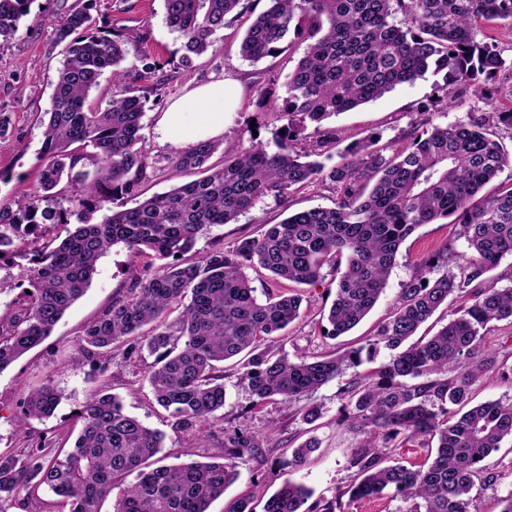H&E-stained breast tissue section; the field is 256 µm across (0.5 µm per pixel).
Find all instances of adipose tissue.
Instances as JSON below:
<instances>
[{"mask_svg": "<svg viewBox=\"0 0 512 512\" xmlns=\"http://www.w3.org/2000/svg\"><path fill=\"white\" fill-rule=\"evenodd\" d=\"M242 94L239 80L229 75L188 89L163 112L157 126L160 139L185 146L222 136Z\"/></svg>", "mask_w": 512, "mask_h": 512, "instance_id": "adipose-tissue-1", "label": "adipose tissue"}]
</instances>
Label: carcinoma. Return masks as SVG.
I'll return each instance as SVG.
<instances>
[{"instance_id": "obj_1", "label": "carcinoma", "mask_w": 512, "mask_h": 512, "mask_svg": "<svg viewBox=\"0 0 512 512\" xmlns=\"http://www.w3.org/2000/svg\"><path fill=\"white\" fill-rule=\"evenodd\" d=\"M33 2L0 0V44L12 38ZM163 2L166 24L183 40V67L216 50L217 34L243 10L242 0ZM266 2L245 29L241 57L255 63L274 56L287 40L306 43L275 111L284 133L275 135L274 150L249 139L220 167L207 166L218 149L213 141L178 146L161 160L148 156L141 120L148 98L161 97L166 86L155 78L157 61L130 55L131 42L97 22L89 5L61 18L53 42L62 47V59L52 109L48 121H40L45 163L30 192L0 202V264L17 257L28 262L22 282L0 279V292L28 284L17 307L0 317V372L51 336L90 285L98 260L121 244L134 264L144 256L173 262L156 271L143 266L85 326L81 350L98 362L100 373L120 342L132 356H155L148 382L177 433L224 421L221 363L238 356L239 380L254 403L291 404L335 378L343 364L361 363L362 349L292 360L264 345L300 317L303 294L260 301L246 270L259 267L276 281L310 287L324 278L326 267L340 273L327 321L328 335L341 336L385 292L401 244L420 226L452 216L466 245V272L450 268L446 249L419 264L368 343V359L384 348L389 360L348 391L344 421L362 435L348 458L356 480L330 499L314 500L313 490L287 478L263 512H346L348 501L386 493L411 503L407 512H471L477 484L503 478L487 472L484 461L512 438V402L471 404L472 385L483 375L496 371L512 382V371L482 347L488 324L512 320V287L481 283L512 257V183L479 195L508 161L503 145L482 117L424 130L389 158L371 150L372 140L357 143L329 169L317 160L320 153L300 154L294 142L308 122L327 142L323 121L430 69L443 74L447 106L470 91L490 97L486 82L512 63L477 35L487 22L512 26V0ZM107 73L118 91L108 101L90 98ZM164 161L174 176L192 170L206 176L92 222L112 196L135 192L147 169ZM320 182L334 186L333 207L295 212L266 225L258 238L244 237L229 250L214 247L191 263L179 261L207 228L237 222L264 197L286 199ZM48 224L71 229L58 246L38 247L33 238ZM439 266L445 271L430 279ZM452 295L467 296L470 304L433 335L417 336ZM175 309L178 316L166 322ZM150 323L152 332L141 333ZM61 399L50 382L30 391L18 426L52 416ZM77 417L82 430L70 448L38 444L0 455V503L25 501L44 489L68 512H101L114 484L131 476L113 512H208L237 480L236 460L263 456L259 437L239 431L224 443L221 462L161 465L165 435L129 415L105 388ZM400 435L404 445L421 440L435 444V451L422 463L386 456L378 441ZM317 448L311 437L283 465L296 471Z\"/></svg>"}]
</instances>
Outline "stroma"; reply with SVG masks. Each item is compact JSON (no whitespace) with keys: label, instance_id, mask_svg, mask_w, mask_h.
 Masks as SVG:
<instances>
[{"label":"stroma","instance_id":"obj_1","mask_svg":"<svg viewBox=\"0 0 512 512\" xmlns=\"http://www.w3.org/2000/svg\"><path fill=\"white\" fill-rule=\"evenodd\" d=\"M78 0H35L29 17L23 18L14 37L0 47V110L11 113L15 131L0 138V172L7 181L0 182V201H8L28 192L35 183L43 158L42 129L37 123L40 113L52 108V93L61 57L53 47L55 25ZM109 29L136 40L141 50L162 65L161 75L168 80V98L180 95L186 86L202 84L212 77L230 73L244 84L242 104L219 137L220 154L237 153L250 137L270 142L278 127L274 112L281 106L284 88L281 78L303 56L306 46L297 42L277 58L257 63L242 59L239 43L246 28L236 22L225 29V39L216 52L195 59L192 67H179L182 41L165 23L163 0H96L93 9ZM441 75L426 74L414 82L404 83L368 104L325 121V128L335 130L336 140L325 150L326 166L340 162L352 143L369 138L377 147L394 148L408 144L414 134L433 126L446 127L468 117H481L495 111L512 110V72H500L493 81L492 99L467 94L457 104L447 107L436 103ZM192 174L171 178L169 170L151 173L137 193L115 195L103 211L137 206L152 195L170 190L178 183L192 181ZM336 192L331 185L317 184L294 190L287 200L263 199L249 213L233 224L211 227L203 232L191 251L199 257L215 246L232 248L243 236L258 237L265 225L281 222L289 214L318 207L332 206ZM453 245L464 246L458 227L452 221L425 224L402 244L389 277L388 286L371 313L347 335L327 336L328 323L321 311L335 298L333 272H326L323 282L304 290L302 314L288 326L278 341L289 358L334 356L366 345L376 326L391 313L402 283L408 281L418 263L436 250ZM134 266L123 246L113 247L98 264L85 294L66 312L53 334L8 369L0 372V455L16 453L29 443L42 440L59 442L78 432L81 422L77 412L97 390L106 387L119 396L127 413L144 425L162 431L169 462L189 459L210 462L223 455L224 436L241 429L258 435L263 441L265 458L243 459L238 463L239 477L222 498L215 500L209 512H225L228 501L250 495L256 505L281 485L287 474L280 466L309 436H317L320 449L299 471L295 480L313 489L315 495L332 497L338 488L353 478L347 460L361 437L344 423L347 391L371 371L370 363L343 367L336 378L302 403L287 405L273 400L253 405L248 392L238 380L235 362L224 364L226 402L224 423L190 433L172 432L167 412L158 406L147 381L153 362L151 356L131 358L125 344L112 348V363L106 373H99L91 359L74 360L85 325L111 302L128 282ZM50 382L62 392L63 399L50 418L30 420L25 429H17L20 404L28 391ZM317 404L323 416L314 424L305 423L299 413L301 405ZM490 471L500 473L494 485L476 488L473 512H499V499L512 489V479L505 470L512 468V441L504 440L498 452L486 461Z\"/></svg>","mask_w":512,"mask_h":512}]
</instances>
